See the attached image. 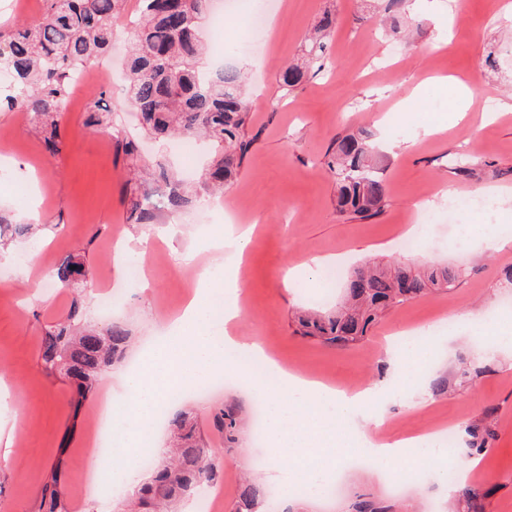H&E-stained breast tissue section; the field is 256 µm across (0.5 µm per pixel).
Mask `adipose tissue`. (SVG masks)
<instances>
[{
    "mask_svg": "<svg viewBox=\"0 0 512 512\" xmlns=\"http://www.w3.org/2000/svg\"><path fill=\"white\" fill-rule=\"evenodd\" d=\"M251 245L247 230H229L210 242V263L222 268L223 277L200 274L193 293L169 321L135 370L124 371L121 385L109 394L105 415L110 431L106 459L91 458L90 465L103 480L124 476L141 442L153 436L157 406L171 389L201 384L217 374H231L267 404V442L264 453L271 479L281 487L306 480L315 489L333 476L336 454L347 449L340 424L360 421L363 431L379 427L371 410L381 408L390 385L380 381L355 391L333 388L302 377L272 363L262 343L236 336L234 325L243 315L239 303L242 284L238 265ZM224 300V328L213 332L214 298ZM426 448L424 464L431 481L440 482L444 449L433 447L427 436H404L382 442L362 441L361 447L381 470L406 465V448ZM292 467H281L284 457Z\"/></svg>",
    "mask_w": 512,
    "mask_h": 512,
    "instance_id": "ef3b65f1",
    "label": "adipose tissue"
}]
</instances>
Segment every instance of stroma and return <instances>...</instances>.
<instances>
[{"mask_svg": "<svg viewBox=\"0 0 512 512\" xmlns=\"http://www.w3.org/2000/svg\"><path fill=\"white\" fill-rule=\"evenodd\" d=\"M423 12L406 20L412 39L391 37L360 0H224V36L241 45L250 18L261 13L276 19L274 35L261 52L221 55L209 50L205 65H244L251 105L248 134L254 143L223 192L206 183L207 155L185 157L171 143L146 136L140 116L123 108L127 95L123 69L131 39L126 20L114 24L112 47L95 63L88 93H72L62 103L60 151L51 153L45 134L24 108L0 112V213L12 223H29L31 208L44 215L43 226L27 240L0 251V379L13 389L0 399V424L12 428L13 465L0 471V512H45L42 489L55 462H62L60 485L73 512H113L111 499L93 491L87 468L88 441L95 431L101 402L111 384L159 336L197 280L196 268L184 265L195 252L205 265L208 237L218 234L223 214L235 222L260 219L249 258L240 270L245 285L244 314L238 332L260 340L283 366L323 379L344 390L374 383L391 370L385 347L389 336L414 326L431 327L455 315L488 318L512 315V284L504 272L512 267V238L501 247L458 248L455 220L448 213L452 195L500 189L497 221L512 225V73H496L484 63L491 42L512 41V0H426ZM336 16L333 58L313 79L281 99L278 73L303 60L305 35L323 11ZM453 77L469 89L471 110L446 130L427 127L448 116ZM105 94L116 107L118 123L137 139L140 155L161 162L191 195L184 209L155 212L152 223L131 217L126 195L127 159L119 155L105 131L87 125L93 96ZM419 106H410V99ZM359 130L372 133L379 147L387 204L376 217L350 221L336 212V186L322 161L336 136ZM462 156L473 177L457 174L451 159ZM434 223H425L426 214ZM422 226V246L405 252L398 236L413 224ZM144 239V259L153 282L148 291L130 288L127 270L111 265L116 238ZM83 257L94 271L91 282L67 290L48 288L61 259ZM335 258L341 272L367 261L394 266L439 264L461 274L457 288L434 293L388 309L363 342L343 348L303 336L299 324L310 312L335 311L344 292L332 286V300L317 302L323 286L316 257ZM111 281L119 305L104 316L96 299L98 286ZM79 304L89 323L124 322L132 344L124 360L104 373L94 392L75 404L69 382L48 375L39 349L45 326L64 320ZM423 363V384L401 387L386 406L378 439L399 438L425 427L447 426L463 433L475 423L495 433L478 454L467 484L483 492L482 512H512V351L483 356L467 333L438 340ZM478 370L466 385L456 379L459 359ZM444 383L443 394L430 392ZM256 398L230 383L204 397L185 402L198 428L217 448L224 471L215 489L223 495V512H238L245 479L266 480L256 467L250 423ZM222 408L241 421L234 439L213 423ZM342 489L336 512H352L357 496L387 506L389 512H448V499L435 485L385 493L375 465L349 461L338 468Z\"/></svg>", "mask_w": 512, "mask_h": 512, "instance_id": "stroma-1", "label": "stroma"}]
</instances>
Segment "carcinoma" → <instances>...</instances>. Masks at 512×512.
<instances>
[{
    "label": "carcinoma",
    "instance_id": "carcinoma-1",
    "mask_svg": "<svg viewBox=\"0 0 512 512\" xmlns=\"http://www.w3.org/2000/svg\"><path fill=\"white\" fill-rule=\"evenodd\" d=\"M41 19L31 26L0 32V110L15 109L21 99L30 122L50 129L48 143L57 146L60 105L68 93L71 75L92 60L101 58L112 41L114 20L125 11L126 0H44ZM135 42L127 68V102L140 113L147 135L165 141L177 133L187 137L204 135L215 154L208 182H229L253 140L247 138L248 102L241 69L232 64L205 71L200 66L206 47L197 37L198 20L210 0H139ZM379 23L397 31L407 0H378ZM336 27V16L323 12L308 39L303 65L285 67L279 77L283 96L319 75L328 64L325 38ZM88 124L112 133L128 157L138 156L136 142L114 120L112 110L94 101ZM371 134L362 130L340 135L324 153L323 164L336 180V210L352 219H369L386 204L384 181L374 164ZM93 269L83 258L68 256L53 270L56 287L93 279ZM458 273L446 266L416 269L408 266L380 267L365 264L353 271L345 288L350 306L333 315H318L302 321L303 335L327 345L346 346L364 339L381 313L423 297L433 291H450ZM79 306L41 338L40 357L45 369L67 378L75 386V404L95 389L106 369L120 359L129 343L128 329L114 322L109 326L82 330ZM168 425L177 432L179 444L171 454H157L156 465L145 480L135 476L128 489L116 496L118 505L128 503L139 512H172L182 501L199 495L205 484L221 479L215 451L209 448L189 416L183 411L165 412ZM214 425L233 435L239 426L234 411L215 412ZM494 432L485 424H474L463 443L467 454L485 449ZM61 464L53 468L45 489L50 491L46 512H69L64 494L58 490ZM268 488L251 481L243 485L240 500L251 512L267 498Z\"/></svg>",
    "mask_w": 512,
    "mask_h": 512
}]
</instances>
